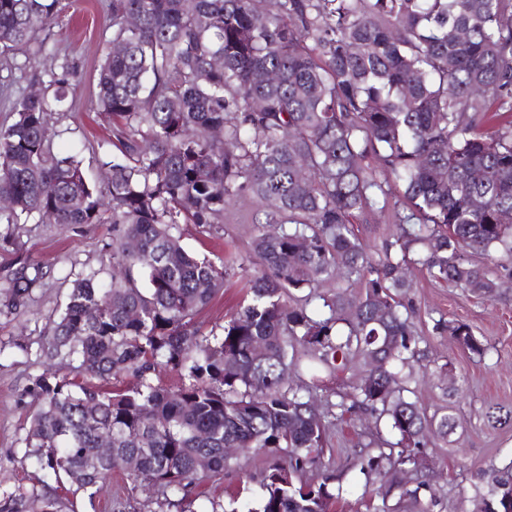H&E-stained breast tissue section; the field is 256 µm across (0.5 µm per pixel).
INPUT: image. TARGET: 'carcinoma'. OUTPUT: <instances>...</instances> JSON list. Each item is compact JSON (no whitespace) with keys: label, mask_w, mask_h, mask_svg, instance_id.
Listing matches in <instances>:
<instances>
[{"label":"carcinoma","mask_w":512,"mask_h":512,"mask_svg":"<svg viewBox=\"0 0 512 512\" xmlns=\"http://www.w3.org/2000/svg\"><path fill=\"white\" fill-rule=\"evenodd\" d=\"M66 8L0 0V54L28 62L52 51L40 34ZM104 41L96 108L113 121L117 150L103 152L104 185L79 153L51 144L70 59L38 94L16 97L13 122L0 126V196L11 200L0 226L112 225L109 269L76 275L52 333L50 357L78 362L76 375L33 380L40 408L24 442L55 481L93 496L134 456L127 494L166 499L224 472V449L238 448L266 459L247 512H330L340 496L331 475L306 478L325 419L384 422L391 437L376 432L356 462L367 477L416 463L431 435L453 433L451 414L429 416L408 396L423 338L405 271L420 265L492 298L500 283L477 258L512 266V123L481 131L487 113L512 112V0H112ZM369 155L383 170L362 165ZM390 181L410 205L395 223L411 228L374 259L354 224L387 203ZM241 199L278 229L251 237L250 298L222 333L204 334L194 318L224 288V260L188 253L179 225L222 224ZM43 277L21 262L0 305L26 306ZM438 325L485 354L468 324ZM354 358L365 375L318 409L319 375ZM290 366L309 381H291ZM162 368L176 388L153 382ZM122 376L136 384L112 387ZM391 489L417 501L429 486ZM473 502V512H512V463L484 470ZM0 512H63V502L18 492Z\"/></svg>","instance_id":"obj_1"}]
</instances>
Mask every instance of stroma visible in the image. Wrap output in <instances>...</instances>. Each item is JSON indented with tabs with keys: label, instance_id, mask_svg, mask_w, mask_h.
Returning <instances> with one entry per match:
<instances>
[{
	"label": "stroma",
	"instance_id": "1",
	"mask_svg": "<svg viewBox=\"0 0 512 512\" xmlns=\"http://www.w3.org/2000/svg\"><path fill=\"white\" fill-rule=\"evenodd\" d=\"M110 0H70L62 23L49 30L53 52L32 60L26 71L14 70L12 58L0 56V85L14 83L29 88L33 80L48 81L58 70L60 58L75 63L68 81L76 89L70 111L61 113L65 129L56 140L59 152H79L89 176L105 183L100 163L102 144L111 142L112 127L95 109L96 68L103 50L102 33L112 23ZM234 219L211 226L179 227L183 247L194 254L223 258L228 274L224 289L199 313L203 331L221 332L242 301L247 286L243 269L249 261V243L256 226L251 203L236 208ZM112 250L108 224L19 225L14 238L0 242V281L20 261L41 264L46 277L33 290L28 307L17 314L0 313V494L17 490L51 495L57 484L47 469L28 452L24 438L39 408L30 387L45 372L67 373L66 364L50 362L47 348L52 329L77 273L107 265ZM413 322L424 341L420 343L419 376L411 388L427 414L450 413L458 427L448 439L431 437L420 453V464L410 483L427 482L437 500L435 512H472V492L480 474L490 466L512 463V279L502 278L500 295L487 300L432 279L420 266L410 268ZM458 319L470 325L487 347L484 357L464 351L447 334L436 330L437 321ZM500 405L510 417L492 424L485 417L488 406ZM356 430L333 428L322 463L335 475L342 494L336 512H366V503H386L389 512H419L413 501L388 494L389 476L360 474L355 461L364 455ZM263 463L251 454H235L223 475L195 483L185 502L156 503L140 492L130 503L117 504L124 486L114 474L112 486L95 497L81 494L73 500L74 512H208L211 501L238 496L254 501L259 494Z\"/></svg>",
	"mask_w": 512,
	"mask_h": 512
}]
</instances>
